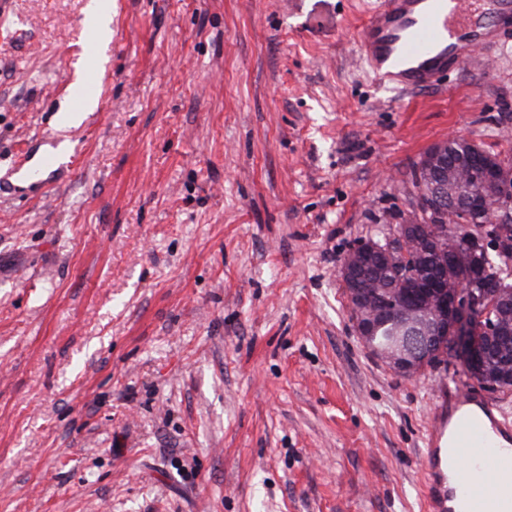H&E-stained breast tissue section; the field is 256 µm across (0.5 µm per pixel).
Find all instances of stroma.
Here are the masks:
<instances>
[{"label": "stroma", "mask_w": 512, "mask_h": 512, "mask_svg": "<svg viewBox=\"0 0 512 512\" xmlns=\"http://www.w3.org/2000/svg\"><path fill=\"white\" fill-rule=\"evenodd\" d=\"M88 2L0 18V512H425L439 385L512 390L372 357L340 263L432 144L512 158V24L396 91L372 0H112L98 55ZM70 98L72 100L82 99L84 104L81 108H74L72 106L62 107L58 112L57 122L60 129L67 130L72 126L80 124L82 120V113L89 106L94 103V99L86 96L85 86L81 79H78L75 83L70 86Z\"/></svg>", "instance_id": "obj_1"}]
</instances>
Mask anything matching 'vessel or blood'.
I'll return each mask as SVG.
<instances>
[{"label":"vessel or blood","instance_id":"1","mask_svg":"<svg viewBox=\"0 0 512 512\" xmlns=\"http://www.w3.org/2000/svg\"><path fill=\"white\" fill-rule=\"evenodd\" d=\"M512 21V0H381L362 34L376 80L399 90L433 85L499 43L485 18ZM428 512H512V421L482 397L449 390L424 448Z\"/></svg>","mask_w":512,"mask_h":512}]
</instances>
